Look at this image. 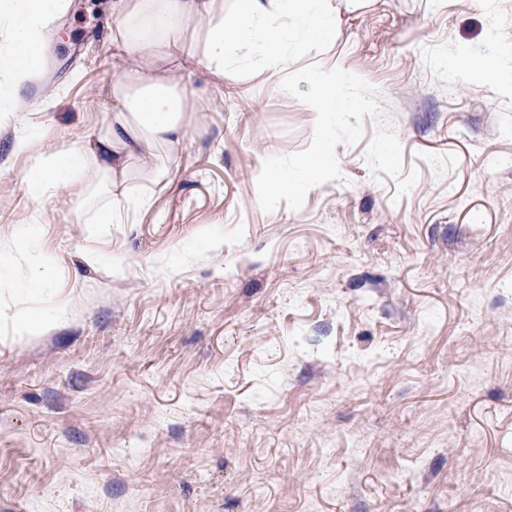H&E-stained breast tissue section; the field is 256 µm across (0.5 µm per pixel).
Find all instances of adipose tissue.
Returning a JSON list of instances; mask_svg holds the SVG:
<instances>
[{"mask_svg": "<svg viewBox=\"0 0 512 512\" xmlns=\"http://www.w3.org/2000/svg\"><path fill=\"white\" fill-rule=\"evenodd\" d=\"M68 8L69 0H0L9 43L0 54V112L19 111L37 54ZM112 14L119 55L172 59L181 50L177 34L197 21L205 28L201 61L210 72L223 75L226 63L254 53L277 76L302 49L328 39L342 11L336 0H236L229 15L223 0H113ZM109 94L105 128L63 153L37 158L28 176L31 192L41 196L93 173L97 189L81 201L79 214L96 224L111 223L114 207L127 198L130 165L155 183L167 179L159 157L177 160L194 125L191 97L158 72L125 65Z\"/></svg>", "mask_w": 512, "mask_h": 512, "instance_id": "1", "label": "adipose tissue"}]
</instances>
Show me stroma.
<instances>
[{
	"label": "stroma",
	"mask_w": 512,
	"mask_h": 512,
	"mask_svg": "<svg viewBox=\"0 0 512 512\" xmlns=\"http://www.w3.org/2000/svg\"><path fill=\"white\" fill-rule=\"evenodd\" d=\"M114 26L72 0L0 133V512H512V95L477 66L489 34L512 59V0H377L309 47L379 89L401 201L368 118L341 179L264 212L315 115L257 58L158 61L192 134L167 183L132 172L148 206L86 224L93 178L27 174L105 124ZM17 312L51 324L17 339Z\"/></svg>",
	"instance_id": "stroma-1"
}]
</instances>
